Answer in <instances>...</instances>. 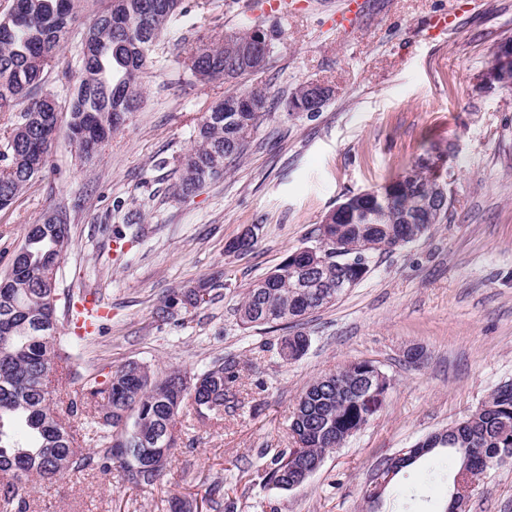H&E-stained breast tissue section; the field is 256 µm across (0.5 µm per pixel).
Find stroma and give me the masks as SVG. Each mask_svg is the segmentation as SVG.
<instances>
[{
	"mask_svg": "<svg viewBox=\"0 0 512 512\" xmlns=\"http://www.w3.org/2000/svg\"><path fill=\"white\" fill-rule=\"evenodd\" d=\"M267 0L241 12L211 0L209 24H277L285 34L259 79L279 98L321 81L336 93L319 112L275 107L223 180L188 197L173 193L175 156L186 151L224 83L201 84L157 59L143 75L144 102L91 161L70 144L60 114L55 169L0 211V273L26 227L65 210L70 240L58 299L99 298L105 333L72 341L75 370L105 378L136 361L163 373L238 362V391L223 417L184 407L179 446L155 486L119 471L87 470L37 485L28 512H171L174 499L200 512H365L363 490L378 463L471 414L512 380V91L485 85L495 47L512 40V0H353L361 13L346 32L331 17L344 0H291L270 15ZM456 19L445 32L432 23ZM448 152V219L389 253L334 305L300 324L241 325L236 308L250 282L293 250L346 196L379 188L423 149ZM141 220L113 219L116 205ZM255 246H228L245 231ZM217 276L212 302L183 325L158 320L161 301ZM310 339L285 363L284 336ZM420 360L406 358L410 348ZM367 360L389 381L381 408L299 488L265 486L261 474L293 447L290 415L306 384ZM448 482L434 462L405 468L379 512H444ZM468 512H512V465L476 482Z\"/></svg>",
	"mask_w": 512,
	"mask_h": 512,
	"instance_id": "stroma-1",
	"label": "stroma"
}]
</instances>
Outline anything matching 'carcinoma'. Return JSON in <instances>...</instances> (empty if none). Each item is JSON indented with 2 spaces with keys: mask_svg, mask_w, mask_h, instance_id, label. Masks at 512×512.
<instances>
[{
  "mask_svg": "<svg viewBox=\"0 0 512 512\" xmlns=\"http://www.w3.org/2000/svg\"><path fill=\"white\" fill-rule=\"evenodd\" d=\"M210 0H109L90 19L77 40L75 64L64 77L71 85L65 102L44 89L48 73L60 62L62 42L72 36L78 0H11L0 14V112H12L0 129V211L10 209L48 167L58 115H69L68 135L79 156L91 160L120 133L129 114L143 99L141 79L160 39L179 17L202 11ZM263 33V49L271 52L284 38L276 27L254 24L219 33L199 29L176 43L175 62L200 83L258 75L242 55ZM275 95L261 82L224 94L194 132L191 147L177 160L175 191L187 196L211 181L224 178L243 153L260 118L271 111ZM446 161L426 152L397 176V193L387 200L361 197L336 223L314 228L311 246L325 264L313 263L302 249L290 252L264 277L252 282L238 307L248 327L273 322H298L338 300L336 277L357 286L368 274L347 266L354 255L386 252L422 237L432 223L448 217L436 210L433 189L446 184ZM69 240L63 217L51 215L28 226L11 265L0 276V512H26L31 479L53 484L75 472L104 470L116 460L122 479L151 486L166 475L177 448L176 419L185 402L198 416H224L235 397L237 363L217 361L191 377L179 371L159 375L135 361L125 363L104 381L82 378L71 366L66 332L77 330L74 304L59 310L56 280L62 252ZM210 281L181 293L184 308L209 301ZM309 338L301 332L286 337L280 355L299 359ZM61 372L77 386L80 398L62 408L49 402L52 373ZM374 364L357 361L335 374L312 380L293 411L291 431L296 447L264 471L267 486L290 490L300 469L321 465L336 441L354 435L371 418L367 408L348 392L371 387ZM95 409L102 413L98 447L78 443L66 417ZM448 442L425 444L406 452L394 473L417 460L446 450L443 467L451 477L466 468L479 476L512 462V384L496 387L467 418L448 426Z\"/></svg>",
  "mask_w": 512,
  "mask_h": 512,
  "instance_id": "obj_1",
  "label": "carcinoma"
}]
</instances>
